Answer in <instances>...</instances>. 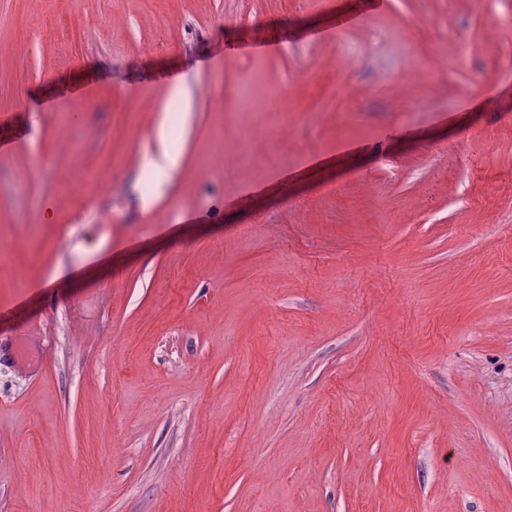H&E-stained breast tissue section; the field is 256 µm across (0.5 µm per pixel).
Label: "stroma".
<instances>
[{
  "label": "stroma",
  "instance_id": "stroma-1",
  "mask_svg": "<svg viewBox=\"0 0 512 512\" xmlns=\"http://www.w3.org/2000/svg\"><path fill=\"white\" fill-rule=\"evenodd\" d=\"M0 141V512H512V0H0ZM355 67V62L350 58L339 60L336 64V79L331 81L329 89L312 98L304 114L308 124L315 123L321 116V112H356L353 108L354 95L349 84L343 76ZM286 93L282 89L243 84L224 88V106L238 112H246L254 129H264L269 133L274 127L269 122L272 115L288 118L285 113L284 101ZM177 157L165 148L161 152H152L148 157V170L157 181L170 177L177 167ZM43 336H27L22 340H1L0 343V357L3 361L5 354L7 353L15 363V366L18 367L21 371L29 372L35 368V363L32 359L24 356V351L26 345L29 342L36 341L37 339H42ZM5 342L9 343V349L7 352L4 351Z\"/></svg>",
  "mask_w": 512,
  "mask_h": 512
}]
</instances>
